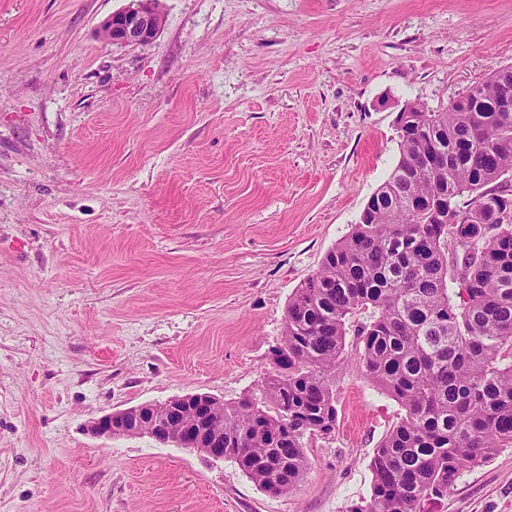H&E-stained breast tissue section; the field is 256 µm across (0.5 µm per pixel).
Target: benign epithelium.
Here are the masks:
<instances>
[{
  "label": "benign epithelium",
  "mask_w": 512,
  "mask_h": 512,
  "mask_svg": "<svg viewBox=\"0 0 512 512\" xmlns=\"http://www.w3.org/2000/svg\"><path fill=\"white\" fill-rule=\"evenodd\" d=\"M165 24L161 0H125V5L104 18L99 36L112 44L144 45L154 40ZM212 395L193 393L172 397L161 404H143L110 412L89 421L88 431L98 437H121L134 430L160 443H176L215 461L224 459V435L218 431L210 408ZM196 417V435L183 424L184 412ZM136 416V427L127 428L128 416Z\"/></svg>",
  "instance_id": "obj_1"
}]
</instances>
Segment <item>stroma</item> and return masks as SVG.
<instances>
[{
  "label": "stroma",
  "mask_w": 512,
  "mask_h": 512,
  "mask_svg": "<svg viewBox=\"0 0 512 512\" xmlns=\"http://www.w3.org/2000/svg\"><path fill=\"white\" fill-rule=\"evenodd\" d=\"M0 0V512H352L404 411L355 365L270 495L230 460L90 418L263 403L288 300L399 157L405 105L512 65V0ZM426 512H512V447ZM125 5L104 18L99 36L112 44L144 45L154 40L165 24L160 0H124Z\"/></svg>",
  "instance_id": "35a3bbf8"
}]
</instances>
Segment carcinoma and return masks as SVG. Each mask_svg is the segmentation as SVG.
I'll return each mask as SVG.
<instances>
[{
    "mask_svg": "<svg viewBox=\"0 0 512 512\" xmlns=\"http://www.w3.org/2000/svg\"><path fill=\"white\" fill-rule=\"evenodd\" d=\"M512 65L450 105L415 101L399 158L368 215L288 301L270 351L269 406L211 407L224 458L260 488L294 487L312 435L334 429L346 337L362 374L405 409L370 461L356 512H424L467 468L512 447V112L495 103ZM438 198L442 207L409 202Z\"/></svg>",
    "mask_w": 512,
    "mask_h": 512,
    "instance_id": "cac0c4a2",
    "label": "carcinoma"
}]
</instances>
